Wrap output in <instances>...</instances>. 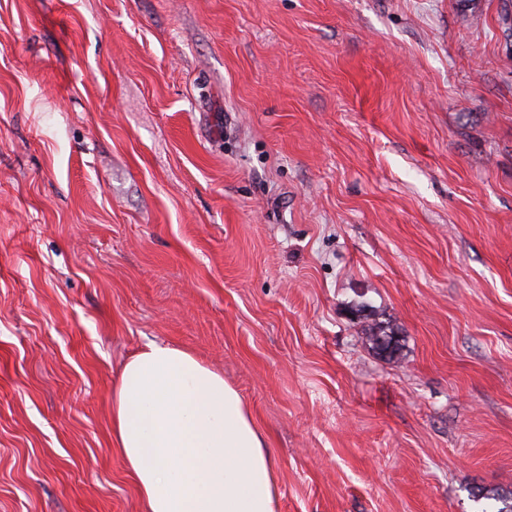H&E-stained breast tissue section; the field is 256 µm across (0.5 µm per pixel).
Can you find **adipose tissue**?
I'll use <instances>...</instances> for the list:
<instances>
[{"label":"adipose tissue","instance_id":"adipose-tissue-1","mask_svg":"<svg viewBox=\"0 0 512 512\" xmlns=\"http://www.w3.org/2000/svg\"><path fill=\"white\" fill-rule=\"evenodd\" d=\"M111 416L144 512H278L264 435L239 391L193 353L145 344L112 384Z\"/></svg>","mask_w":512,"mask_h":512}]
</instances>
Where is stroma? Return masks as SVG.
I'll list each match as a JSON object with an SVG mask.
<instances>
[{
    "mask_svg": "<svg viewBox=\"0 0 512 512\" xmlns=\"http://www.w3.org/2000/svg\"><path fill=\"white\" fill-rule=\"evenodd\" d=\"M501 7L0 0V512H141L110 399L151 341L240 392L279 512L512 489ZM364 331L365 340L372 350H375L378 354H383L392 359L397 358L400 355L402 349L400 339L396 347L391 351H388V348L383 343V341L391 340L396 336L400 338L398 335V329L394 327L391 321L386 319H373L372 322L366 326Z\"/></svg>",
    "mask_w": 512,
    "mask_h": 512,
    "instance_id": "35a3bbf8",
    "label": "stroma"
}]
</instances>
